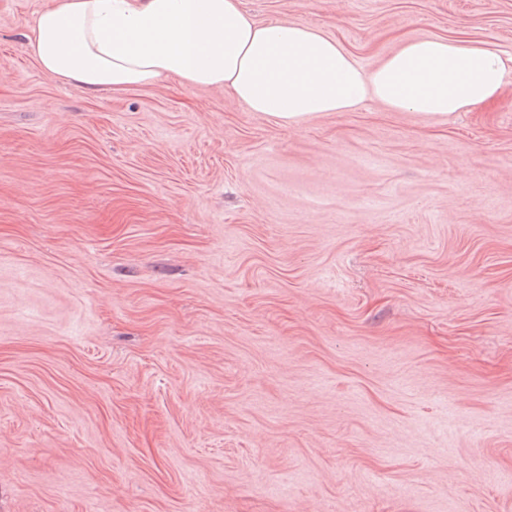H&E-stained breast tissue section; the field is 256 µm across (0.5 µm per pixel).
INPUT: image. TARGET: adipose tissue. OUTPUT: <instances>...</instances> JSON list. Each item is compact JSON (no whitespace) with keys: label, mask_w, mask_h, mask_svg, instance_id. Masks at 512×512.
I'll use <instances>...</instances> for the list:
<instances>
[{"label":"adipose tissue","mask_w":512,"mask_h":512,"mask_svg":"<svg viewBox=\"0 0 512 512\" xmlns=\"http://www.w3.org/2000/svg\"><path fill=\"white\" fill-rule=\"evenodd\" d=\"M28 40L43 71L91 93L174 77L285 124L369 101L448 118L512 80V56L464 37H402L367 69L320 29L258 23L240 0H51Z\"/></svg>","instance_id":"adipose-tissue-1"}]
</instances>
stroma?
<instances>
[{
	"label": "stroma",
	"mask_w": 512,
	"mask_h": 512,
	"mask_svg": "<svg viewBox=\"0 0 512 512\" xmlns=\"http://www.w3.org/2000/svg\"><path fill=\"white\" fill-rule=\"evenodd\" d=\"M0 0V512H512V84L285 125L42 71ZM363 66L512 0H241Z\"/></svg>",
	"instance_id": "stroma-1"
}]
</instances>
